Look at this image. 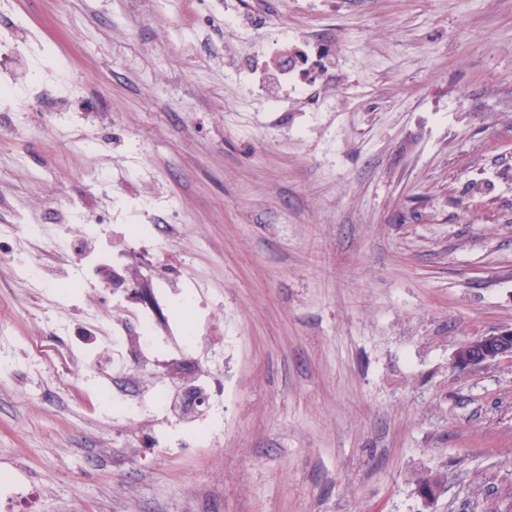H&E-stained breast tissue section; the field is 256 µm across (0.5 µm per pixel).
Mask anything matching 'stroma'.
<instances>
[{"mask_svg":"<svg viewBox=\"0 0 512 512\" xmlns=\"http://www.w3.org/2000/svg\"><path fill=\"white\" fill-rule=\"evenodd\" d=\"M1 86L0 512H512V361L453 364L512 328V0H0ZM147 275L224 347L195 429L61 357ZM269 54V51H265ZM286 49L283 46L279 56H281L275 65H271L268 61V56L264 52H257L256 59L258 63V71L264 74H270L268 77L269 81L263 80L267 86V94L264 98L266 104L270 108L279 109L283 103L282 97L272 91L269 92L270 88H286L288 91V84L291 89L297 94H301L306 89V69L302 68L300 62L294 64L290 62L288 64V55Z\"/></svg>","mask_w":512,"mask_h":512,"instance_id":"35a3bbf8","label":"stroma"}]
</instances>
